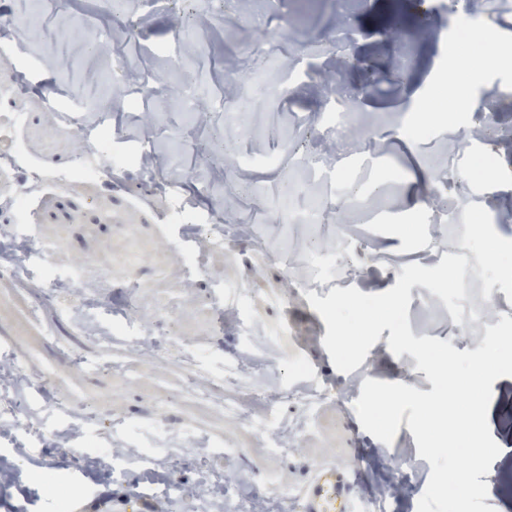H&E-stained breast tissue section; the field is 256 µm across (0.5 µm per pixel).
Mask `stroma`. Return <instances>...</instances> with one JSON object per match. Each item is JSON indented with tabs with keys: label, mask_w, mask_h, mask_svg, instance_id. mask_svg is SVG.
Returning a JSON list of instances; mask_svg holds the SVG:
<instances>
[{
	"label": "stroma",
	"mask_w": 512,
	"mask_h": 512,
	"mask_svg": "<svg viewBox=\"0 0 512 512\" xmlns=\"http://www.w3.org/2000/svg\"><path fill=\"white\" fill-rule=\"evenodd\" d=\"M20 11L26 18L14 23ZM129 22L133 36L112 47L124 60L118 68L92 52L60 57L45 36L56 29L78 40L101 27L95 0H0V110L20 116L0 133V148L18 155L13 174L0 179V202L17 191L28 165L74 164L85 142L98 139L99 114L112 128L103 163L124 160L108 188L79 178L47 185L29 222L12 230L27 245L29 274L0 275V360L44 386L22 394L32 431L0 428V456L15 467L11 482L0 485V512H57L58 496L67 493L73 512H190L188 494L201 479L196 453L173 438L186 427L214 443L211 464L239 492L260 498L272 482L305 488L323 468L336 467L359 473L362 494L397 483L402 491L390 512H417L431 465L419 457L413 433L400 424L393 443L384 444L363 430L353 408L365 380L403 379L406 365L389 349L390 330L356 369L336 370L323 348L326 323L305 289L290 283L288 258L332 246L351 285L377 294L396 285L405 265L432 268L444 255L483 247L498 267L493 334L512 336V264L500 263L501 252L512 251V65L475 51L471 78L459 88L449 84L459 56L450 42L455 21L431 0H345L339 14L329 0H249L242 9L236 0H157L132 10ZM173 54L175 67L168 64ZM92 70L99 93L89 105L82 89ZM48 87L57 99L46 98ZM460 91L471 109L449 107ZM230 96L246 107L235 127L224 112ZM489 106L499 110V123L481 147L506 176L475 181L472 193L457 195L474 161L467 147L473 115ZM423 109L428 134L407 137L405 118ZM57 110L86 111V126L75 135L59 128L50 117ZM331 111L349 115L343 139L323 136ZM217 141L227 160L219 168L209 162ZM315 148L339 155L351 184L322 190L317 209L293 195L289 210L317 215L305 226L288 223L276 206L281 182L304 178L288 161ZM176 202L197 223L236 225L235 240L215 250L207 235L170 223ZM447 204L468 233L428 237L435 208ZM178 248L199 263L179 262ZM49 267L65 282L81 271L83 285L97 287L94 317L109 335H88L71 320L65 296L41 297ZM172 336L213 353L201 380L252 354L274 362L263 385H289V363L297 359L332 395L310 413L308 431L295 434L288 456H273L270 435L219 405L228 399L259 420L269 404L258 392L239 383L215 392L211 403L181 397L187 371L177 358L161 352L146 359L130 347ZM492 389L488 422L501 452L484 477L485 503L512 512L505 491L512 484V377ZM47 399L58 403L56 412H44ZM86 404L95 435L72 446L95 454L120 443L115 422H129L142 428L139 443L167 454V462H122L107 480L42 436ZM228 446L241 456L225 457Z\"/></svg>",
	"instance_id": "35a3bbf8"
}]
</instances>
